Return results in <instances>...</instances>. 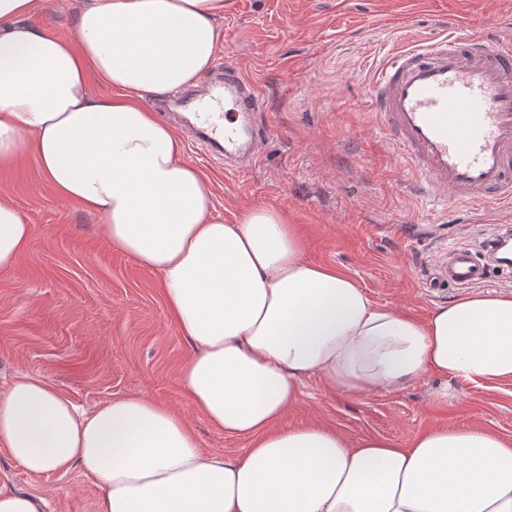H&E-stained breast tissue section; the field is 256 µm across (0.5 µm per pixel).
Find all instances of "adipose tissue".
<instances>
[{"label": "adipose tissue", "mask_w": 512, "mask_h": 512, "mask_svg": "<svg viewBox=\"0 0 512 512\" xmlns=\"http://www.w3.org/2000/svg\"><path fill=\"white\" fill-rule=\"evenodd\" d=\"M38 0H0V164L33 154L57 196L159 274L191 346L180 383L244 453L201 449L188 419L136 396L84 409L40 377L0 389V450L26 471L80 470L96 512H512V443L437 427L402 448L292 426L305 378L367 396L426 373L512 379V295L470 296L419 322L346 273L309 261L295 225L253 205L217 214L210 180L147 101L198 85L224 0H82L76 36L35 22ZM111 87L91 93V80ZM33 227L0 195V271Z\"/></svg>", "instance_id": "adipose-tissue-1"}]
</instances>
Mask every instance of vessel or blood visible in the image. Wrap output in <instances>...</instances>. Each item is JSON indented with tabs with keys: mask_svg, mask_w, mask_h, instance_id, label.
<instances>
[{
	"mask_svg": "<svg viewBox=\"0 0 512 512\" xmlns=\"http://www.w3.org/2000/svg\"><path fill=\"white\" fill-rule=\"evenodd\" d=\"M209 98L176 97L172 118L186 122L191 139L237 169L257 158L263 136L260 94L234 66L217 69ZM370 108L429 195L478 213L512 200V43L456 25L443 37L395 48L376 64ZM226 102L232 109L215 111ZM512 225L500 224L482 251L459 245L448 253L442 276L450 286L484 284L501 266Z\"/></svg>",
	"mask_w": 512,
	"mask_h": 512,
	"instance_id": "b4317fda",
	"label": "vessel or blood"
}]
</instances>
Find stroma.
I'll return each mask as SVG.
<instances>
[{
    "instance_id": "obj_1",
    "label": "stroma",
    "mask_w": 512,
    "mask_h": 512,
    "mask_svg": "<svg viewBox=\"0 0 512 512\" xmlns=\"http://www.w3.org/2000/svg\"><path fill=\"white\" fill-rule=\"evenodd\" d=\"M512 41V0H225V49L262 95L270 137L256 165L228 173L186 144L211 180L216 211L275 208L297 225L310 261L336 267L380 306L418 320L467 296L436 280L451 247L479 248L512 202L456 223L447 202L420 194L409 167L370 112L373 63L396 45L432 39L449 23ZM5 194L32 224L30 249L0 271V387L40 376L90 408L141 395L188 414L204 450L235 455L246 440L224 436L193 411L179 381L190 347L171 317L157 273L109 248L90 213L60 200L34 158L0 166ZM292 425L316 423L350 440L384 437L407 447L439 426L480 427L512 441V379L478 387L429 373L367 397L305 379ZM0 488L44 496L48 512H96L98 484L80 470L32 474L0 451Z\"/></svg>"
}]
</instances>
